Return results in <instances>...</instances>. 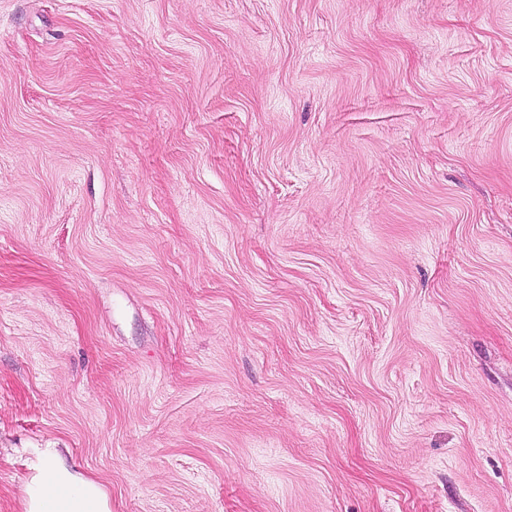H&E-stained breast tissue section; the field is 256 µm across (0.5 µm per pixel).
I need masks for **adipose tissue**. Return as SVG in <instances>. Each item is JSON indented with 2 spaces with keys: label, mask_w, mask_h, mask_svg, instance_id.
<instances>
[{
  "label": "adipose tissue",
  "mask_w": 512,
  "mask_h": 512,
  "mask_svg": "<svg viewBox=\"0 0 512 512\" xmlns=\"http://www.w3.org/2000/svg\"><path fill=\"white\" fill-rule=\"evenodd\" d=\"M24 512H112V506L96 480L49 460L31 482Z\"/></svg>",
  "instance_id": "1"
}]
</instances>
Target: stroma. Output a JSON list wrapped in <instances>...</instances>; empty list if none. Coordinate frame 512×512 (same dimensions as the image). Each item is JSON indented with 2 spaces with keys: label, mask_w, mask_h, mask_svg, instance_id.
<instances>
[{
  "label": "stroma",
  "mask_w": 512,
  "mask_h": 512,
  "mask_svg": "<svg viewBox=\"0 0 512 512\" xmlns=\"http://www.w3.org/2000/svg\"><path fill=\"white\" fill-rule=\"evenodd\" d=\"M512 512V0H0V512ZM24 512H112L102 486L52 460L37 468Z\"/></svg>",
  "instance_id": "stroma-1"
}]
</instances>
